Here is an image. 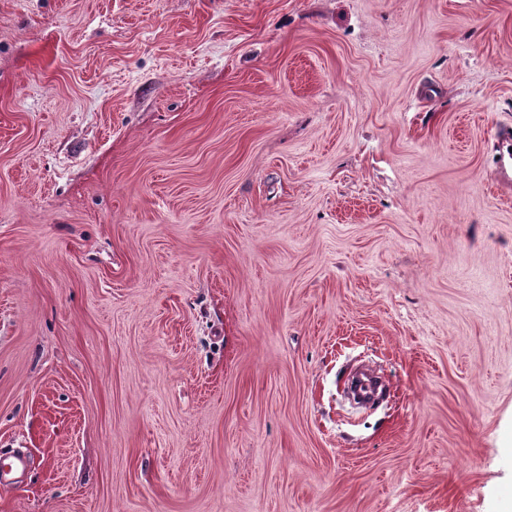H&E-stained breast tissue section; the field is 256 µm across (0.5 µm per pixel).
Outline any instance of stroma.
<instances>
[{
	"instance_id": "obj_1",
	"label": "stroma",
	"mask_w": 512,
	"mask_h": 512,
	"mask_svg": "<svg viewBox=\"0 0 512 512\" xmlns=\"http://www.w3.org/2000/svg\"><path fill=\"white\" fill-rule=\"evenodd\" d=\"M501 125L512 0H0V512H512Z\"/></svg>"
}]
</instances>
